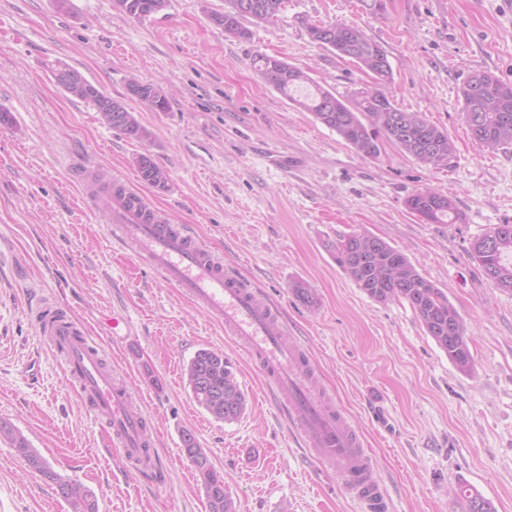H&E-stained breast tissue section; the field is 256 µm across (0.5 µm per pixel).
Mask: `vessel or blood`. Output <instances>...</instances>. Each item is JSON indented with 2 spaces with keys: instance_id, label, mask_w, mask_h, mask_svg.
I'll use <instances>...</instances> for the list:
<instances>
[{
  "instance_id": "1",
  "label": "vessel or blood",
  "mask_w": 512,
  "mask_h": 512,
  "mask_svg": "<svg viewBox=\"0 0 512 512\" xmlns=\"http://www.w3.org/2000/svg\"><path fill=\"white\" fill-rule=\"evenodd\" d=\"M83 195L107 214L115 236L130 245L140 261L221 319L226 335L246 344L270 375L291 425L314 457L335 469L343 491L368 504L386 505L388 498L372 476L368 452L342 417L327 410L310 389L305 355L285 342L286 323L275 307L186 227L162 220L126 181L105 188L88 177ZM29 314L39 336L61 356L88 408L105 415L110 446L140 476L160 478L152 430L134 411L127 385L107 366L99 337L55 301L37 302Z\"/></svg>"
}]
</instances>
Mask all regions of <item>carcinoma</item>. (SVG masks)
I'll use <instances>...</instances> for the list:
<instances>
[{
  "label": "carcinoma",
  "instance_id": "1",
  "mask_svg": "<svg viewBox=\"0 0 512 512\" xmlns=\"http://www.w3.org/2000/svg\"><path fill=\"white\" fill-rule=\"evenodd\" d=\"M224 3V13L215 16V21L224 28L227 37L245 39L249 32L242 25L243 19L270 23L278 16L285 0H224ZM116 5L125 15L142 19L165 9L168 0H116ZM306 31L312 42L355 61L371 77L373 86L349 96H338L323 87L307 92L309 77L305 71L285 60L258 53L253 64L265 84L311 113L316 121L336 132L365 157H377L380 145L389 142L427 167H452L456 147L448 132L419 112L398 108L386 92L393 72L382 45L367 38L361 29L341 22L310 23ZM69 71V67L53 70L56 84L65 93L91 104L98 112L112 106L115 121L109 127L127 138L140 142L152 139V133L125 103L107 96L92 83H87L82 95L70 91L65 81ZM131 81L135 82L128 86L131 96L156 110L166 109L167 96L161 87L135 77ZM460 94L463 118L474 144L487 151L511 148L512 85L490 72L473 71L464 79ZM135 166L144 183L159 189L167 186L168 174L153 162L150 154H139ZM407 207L428 224H455L460 220L455 202L432 188L411 195ZM329 250L336 264L368 297L378 303L407 302L457 370L464 374L471 372L473 356L465 322L447 295L423 277L402 251L365 231L342 236L329 245ZM470 254L495 287L512 292V224L488 228L473 240ZM186 377L194 400L213 418L233 422L244 414L247 399L223 351H197L187 365ZM0 438L12 445L29 468L56 484L58 495L71 505L73 512H96L91 494L79 483L55 473L13 424L0 420ZM181 443L183 455L195 464L201 478L208 512H236L234 500L224 492V474L208 460L202 465L195 462L198 448L195 436L184 431ZM456 496L466 502V512H495L491 502L472 487L460 486Z\"/></svg>",
  "mask_w": 512,
  "mask_h": 512
}]
</instances>
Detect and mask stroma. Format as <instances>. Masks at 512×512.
<instances>
[{"label":"stroma","instance_id":"1","mask_svg":"<svg viewBox=\"0 0 512 512\" xmlns=\"http://www.w3.org/2000/svg\"><path fill=\"white\" fill-rule=\"evenodd\" d=\"M223 11L224 0H169L135 20L114 0H0V108L14 117L0 125V420L90 490L97 512H208L181 451L185 430L223 472L237 512H367L304 446L247 348L113 240L83 201L70 167L79 159L103 181H131L280 309L317 392L360 434L389 512H463L460 484L512 512V293L469 256L475 237L512 220V150L474 145L459 92L472 70L512 84V0H387L381 17L360 0H286L272 23L245 21L240 40L214 22ZM336 20L384 47L393 100L447 130L452 168L426 167L390 143L361 156L257 76L260 52L342 96L369 84L310 41L306 23ZM62 65L126 103L151 141L128 139L66 95L52 77ZM133 76L163 87L165 111L131 98ZM144 152L168 173L167 189L139 178ZM425 187L452 198L461 221L412 213L406 200ZM360 231L446 293L468 327L472 373L454 367L408 303L373 301L337 266L328 243ZM298 282L314 290V307L294 296ZM31 297L66 305L102 335L106 362L154 421L162 481L131 476L109 448L102 415L37 334ZM203 348L223 350L247 397L234 422L192 397L184 371ZM0 512L72 508L0 440Z\"/></svg>","mask_w":512,"mask_h":512}]
</instances>
